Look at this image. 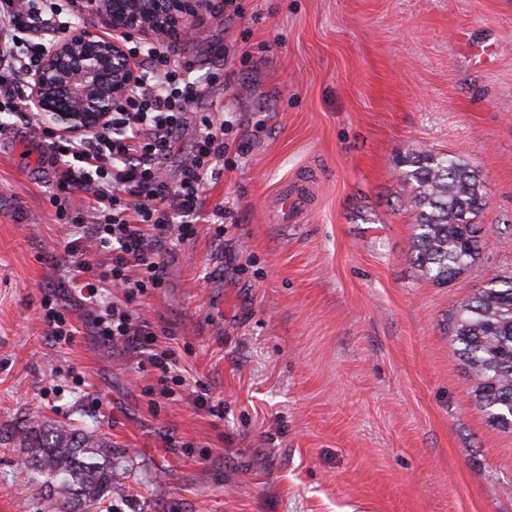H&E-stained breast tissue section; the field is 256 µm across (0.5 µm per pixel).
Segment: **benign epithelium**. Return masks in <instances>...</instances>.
I'll return each mask as SVG.
<instances>
[{
  "label": "benign epithelium",
  "instance_id": "benign-epithelium-1",
  "mask_svg": "<svg viewBox=\"0 0 512 512\" xmlns=\"http://www.w3.org/2000/svg\"><path fill=\"white\" fill-rule=\"evenodd\" d=\"M206 8L207 0H108L97 12L111 35L82 30L56 42L32 74L30 109L38 123L68 137L108 126L140 83L125 43L140 36L186 40L193 32L189 19Z\"/></svg>",
  "mask_w": 512,
  "mask_h": 512
}]
</instances>
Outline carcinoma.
Returning <instances> with one entry per match:
<instances>
[{
    "label": "carcinoma",
    "mask_w": 512,
    "mask_h": 512,
    "mask_svg": "<svg viewBox=\"0 0 512 512\" xmlns=\"http://www.w3.org/2000/svg\"><path fill=\"white\" fill-rule=\"evenodd\" d=\"M404 173L413 189L412 255L438 284L459 278L480 254L479 215L487 205L478 171L452 155L418 154ZM453 354L473 381V396L489 419L512 427V276L459 302ZM31 449L27 482L48 490L64 512H100L112 490V446L69 424L30 421L13 430Z\"/></svg>",
    "instance_id": "1"
}]
</instances>
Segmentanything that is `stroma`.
I'll use <instances>...</instances> for the list:
<instances>
[{
    "label": "stroma",
    "instance_id": "1",
    "mask_svg": "<svg viewBox=\"0 0 512 512\" xmlns=\"http://www.w3.org/2000/svg\"><path fill=\"white\" fill-rule=\"evenodd\" d=\"M221 2L165 49L199 94L162 178L202 118L226 124L195 236L132 303L168 383L84 330L63 267L90 195L58 197L44 140L0 112V512H48L4 440L32 418L111 444L101 512H512V431L452 352L459 302L512 276V0ZM421 151L468 161L488 200L478 259L445 285L411 254L402 161ZM50 299L73 342L44 326ZM199 382L222 417L194 407Z\"/></svg>",
    "mask_w": 512,
    "mask_h": 512
}]
</instances>
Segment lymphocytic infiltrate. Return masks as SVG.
<instances>
[{"instance_id": "1", "label": "lymphocytic infiltrate", "mask_w": 512, "mask_h": 512, "mask_svg": "<svg viewBox=\"0 0 512 512\" xmlns=\"http://www.w3.org/2000/svg\"><path fill=\"white\" fill-rule=\"evenodd\" d=\"M61 13L58 0H0V18L10 23L0 43V112L20 111L25 75L42 62L44 45L32 40V32L50 23L59 32L70 31ZM139 53L141 83L113 112L108 127L76 138L44 133L62 166L59 191L90 193L94 208L85 235L109 252L101 263L81 254L77 241H69L70 279L92 302L105 287L119 288L124 295L123 302L95 311L89 328L104 341L137 345L152 330L129 302L163 287L159 249L168 241L193 236L205 177L213 162L224 157L223 124L203 119L193 158L179 183L172 186L162 179L159 164L198 92L160 47L146 44Z\"/></svg>"}]
</instances>
